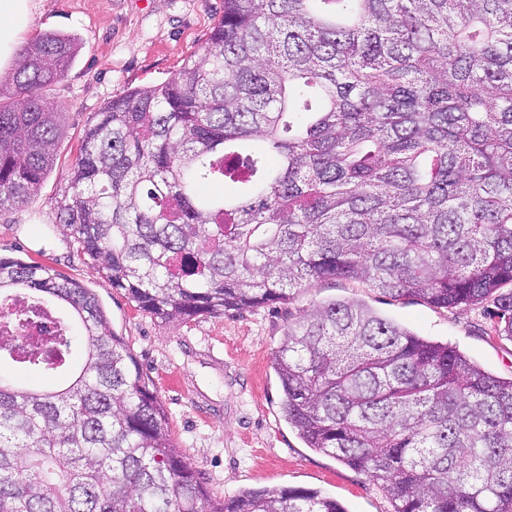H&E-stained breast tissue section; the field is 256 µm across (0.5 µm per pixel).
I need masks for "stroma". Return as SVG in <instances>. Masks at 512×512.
I'll use <instances>...</instances> for the list:
<instances>
[{"mask_svg": "<svg viewBox=\"0 0 512 512\" xmlns=\"http://www.w3.org/2000/svg\"><path fill=\"white\" fill-rule=\"evenodd\" d=\"M223 13L224 0H35L28 39L59 31L77 36L80 51L66 76L47 90L68 131L57 148L56 168L27 203L0 211V256L49 265L96 293L161 398L175 444L202 474L212 497L303 487L336 498L347 512H393L378 485L307 448L288 424L274 368L284 332L310 304L357 300L510 378L512 341L495 337L492 303L437 308L336 279L312 283L291 301L251 313L168 323L112 289L56 223L60 182L98 112L126 89L178 74Z\"/></svg>", "mask_w": 512, "mask_h": 512, "instance_id": "stroma-1", "label": "stroma"}]
</instances>
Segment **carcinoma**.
<instances>
[{
  "instance_id": "cac0c4a2",
  "label": "carcinoma",
  "mask_w": 512,
  "mask_h": 512,
  "mask_svg": "<svg viewBox=\"0 0 512 512\" xmlns=\"http://www.w3.org/2000/svg\"><path fill=\"white\" fill-rule=\"evenodd\" d=\"M78 49L46 32L0 75L16 96L0 210L53 169L66 128L46 89ZM56 219L165 322L345 279L439 308L491 299L512 340V0H224L177 76L85 129ZM46 311L59 336L21 348L9 331ZM2 360L67 380L0 376V512H347L304 488L211 498L96 294L48 265L0 257ZM274 364L307 447L394 512H512V378L349 299L306 308Z\"/></svg>"
}]
</instances>
